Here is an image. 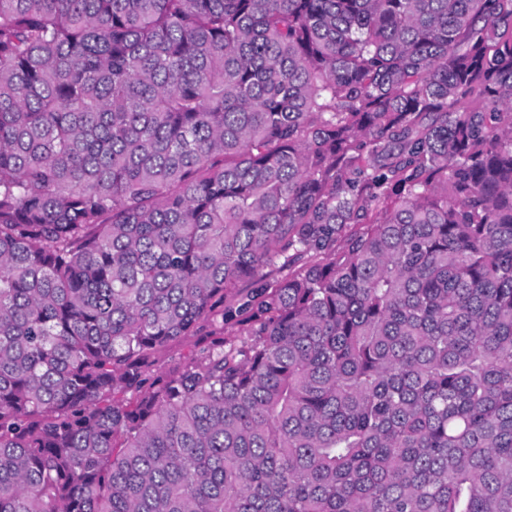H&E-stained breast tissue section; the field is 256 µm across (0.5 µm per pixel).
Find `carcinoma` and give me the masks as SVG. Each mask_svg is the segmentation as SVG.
<instances>
[{"mask_svg": "<svg viewBox=\"0 0 512 512\" xmlns=\"http://www.w3.org/2000/svg\"><path fill=\"white\" fill-rule=\"evenodd\" d=\"M0 512H512V0H0ZM241 326L211 324L205 322L202 324L197 334L193 336H184L172 342L168 348L158 354L155 359L153 372H166L177 363L187 361L203 346L224 337V341L243 343L250 342V336H245L241 331Z\"/></svg>", "mask_w": 512, "mask_h": 512, "instance_id": "cac0c4a2", "label": "carcinoma"}]
</instances>
